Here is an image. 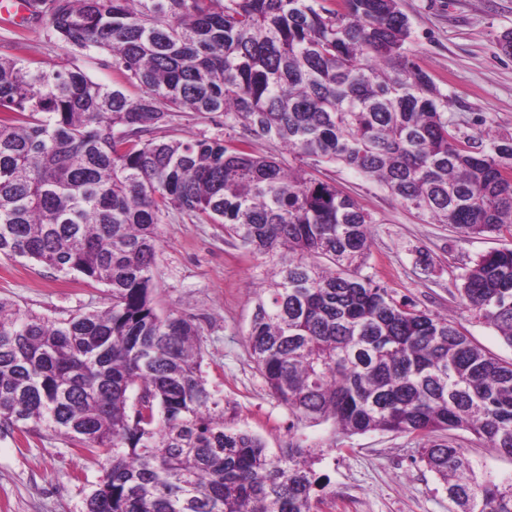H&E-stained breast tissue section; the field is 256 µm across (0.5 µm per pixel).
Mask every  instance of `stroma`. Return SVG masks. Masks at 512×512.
<instances>
[{
	"label": "stroma",
	"mask_w": 512,
	"mask_h": 512,
	"mask_svg": "<svg viewBox=\"0 0 512 512\" xmlns=\"http://www.w3.org/2000/svg\"><path fill=\"white\" fill-rule=\"evenodd\" d=\"M411 25L410 47L417 63L448 96V116L463 137L487 131L512 139V54L499 44L512 29V0H398ZM25 59L52 69L67 59L94 81L112 84L108 55L73 56L41 22L25 26ZM243 128L228 129L220 113L185 112L156 130L159 139L219 137L235 140ZM317 179L349 194L375 220L369 271L394 299L434 315H451L472 341L512 360V347L460 300L461 277L492 250L512 248V237L464 236L445 224H430L391 198L377 183L339 165L315 170ZM156 257L158 308L194 318L201 327V370L224 398L234 426L278 448L289 432L320 442L330 425H295L286 407L272 398L246 343L250 320L269 258L253 255L218 224L173 210L159 226ZM107 290L82 277L44 265L0 257V298L21 309L62 321L98 310ZM444 439L481 461L488 471L512 472V458L491 451L473 434L444 432ZM105 456L74 448L46 432L21 437L0 434V512H85L86 499L104 474ZM314 469L324 480L319 512H455L448 492L421 460L420 440L368 432L320 452Z\"/></svg>",
	"instance_id": "35a3bbf8"
}]
</instances>
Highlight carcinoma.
<instances>
[{
    "instance_id": "carcinoma-1",
    "label": "carcinoma",
    "mask_w": 512,
    "mask_h": 512,
    "mask_svg": "<svg viewBox=\"0 0 512 512\" xmlns=\"http://www.w3.org/2000/svg\"><path fill=\"white\" fill-rule=\"evenodd\" d=\"M326 2L31 0L73 52L108 54L135 98L73 63L0 56V256L108 292L61 322L0 301V433L112 452L86 512H317L315 445L291 435L273 452L227 424L200 327L157 308L171 209L272 260L247 344L293 418L330 424L328 448L418 438L458 512H512V474L432 439L468 431L512 457V362L395 300L366 271L377 220L306 169L343 164L430 223L511 235L512 143L459 139L398 0ZM182 112H222L297 164L245 140L154 137ZM460 296L512 347V249L480 256ZM250 147L254 154L258 156H274L283 159L286 164L288 162L294 164L295 161L278 142L268 140L266 138L248 137Z\"/></svg>"
}]
</instances>
